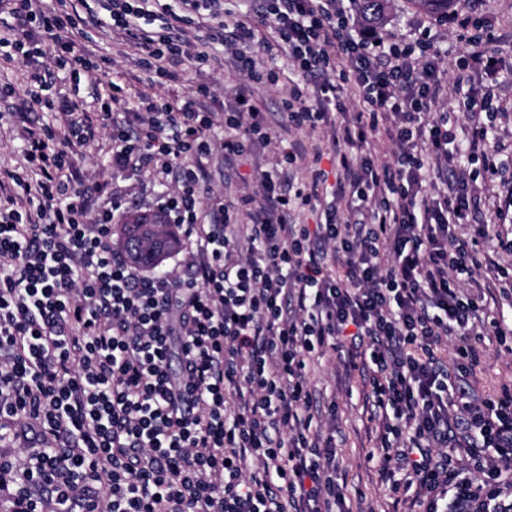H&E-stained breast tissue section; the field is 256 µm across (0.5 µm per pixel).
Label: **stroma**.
<instances>
[{"mask_svg":"<svg viewBox=\"0 0 512 512\" xmlns=\"http://www.w3.org/2000/svg\"><path fill=\"white\" fill-rule=\"evenodd\" d=\"M86 45L97 54L111 58L110 76L125 92L157 94L147 75L137 65V58L124 45L119 31L86 28ZM379 36L403 35L414 40L430 35L444 53L441 71L451 77L457 63L469 51V33L455 25L441 22L407 7L405 0H391V10L386 26ZM494 50L500 63L497 68L479 70L475 74L474 88L477 94L494 93L497 100L512 101V41L495 43ZM279 75L276 85H258L253 89L252 102L265 112L269 137L253 141L250 145L249 162L246 165H226L221 149H214L204 165L214 194L234 201L241 195L256 192L262 171L269 167L274 152L287 150L293 143L304 145L306 154L291 169L292 183L307 181L312 164L330 171L336 165V148L328 130H284L281 125L284 87L298 78L288 64L287 53L276 54L269 63ZM241 73L233 63L224 66L189 64L183 67L179 80L168 92L172 97H183L201 84L212 87L218 102L231 98L242 84ZM52 114L38 109L16 115L11 124L0 128V169L17 165L24 145L26 130L51 123ZM320 149V156H313V149ZM74 167L83 174L96 173L110 177L108 156L105 151L75 149L72 153ZM113 193L121 196L127 212H140L144 203L160 191L152 175L141 172L132 177L111 179ZM478 397L484 398L500 392L503 387L512 388V354L500 348L495 337H487L483 355L469 377ZM315 391L320 417L316 424L323 432L333 434L336 443V475L345 489L340 505L341 512H390L392 489L379 477L376 457L377 431L371 421L365 402L367 386L360 373L344 376L342 365L334 353L320 357L310 376Z\"/></svg>","mask_w":512,"mask_h":512,"instance_id":"stroma-1","label":"stroma"}]
</instances>
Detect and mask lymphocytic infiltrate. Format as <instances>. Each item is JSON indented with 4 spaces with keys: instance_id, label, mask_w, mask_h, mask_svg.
Returning <instances> with one entry per match:
<instances>
[{
    "instance_id": "lymphocytic-infiltrate-1",
    "label": "lymphocytic infiltrate",
    "mask_w": 512,
    "mask_h": 512,
    "mask_svg": "<svg viewBox=\"0 0 512 512\" xmlns=\"http://www.w3.org/2000/svg\"><path fill=\"white\" fill-rule=\"evenodd\" d=\"M257 2L224 38L248 81L224 105L233 131L224 159L264 136L250 86L277 82L257 58L284 49L301 80L282 120L330 129L336 168L283 190L295 145L262 172L260 196L227 204L208 196L202 164L211 88L180 100L142 94L134 111L117 112L121 86L77 39L87 19L121 31L163 86L185 64H210L211 36L174 33L167 0H97L84 18L43 0H0L14 21L0 57L29 73L23 92L2 86L0 100L20 97L65 122L64 147H53L51 127L30 131L21 171L0 174V446L25 454H0L8 512H336L335 446L312 426L306 371L312 353L329 350L350 369L370 360L383 479L414 490L423 512H504L512 392L479 399L468 382L448 387L442 358L449 338L465 374L481 337L512 352V328L490 308L512 284L499 256L507 243L497 215L472 221L504 169L488 100L469 91L474 71L498 63L487 49L495 37L473 15L451 18L473 46L454 76L468 129L457 155L436 46L371 39L341 0ZM150 18L163 26L144 29ZM44 58L86 80L92 100L56 90ZM344 86L363 111L347 115ZM100 129L113 174L139 161L166 186L153 211L182 228L187 277L147 272L113 248L122 205L109 181L84 182L69 156ZM380 131L393 164L353 155ZM461 156L481 162L480 189L449 175ZM329 182L349 197L345 214L323 208ZM307 209L323 210L324 223L291 222Z\"/></svg>"
}]
</instances>
